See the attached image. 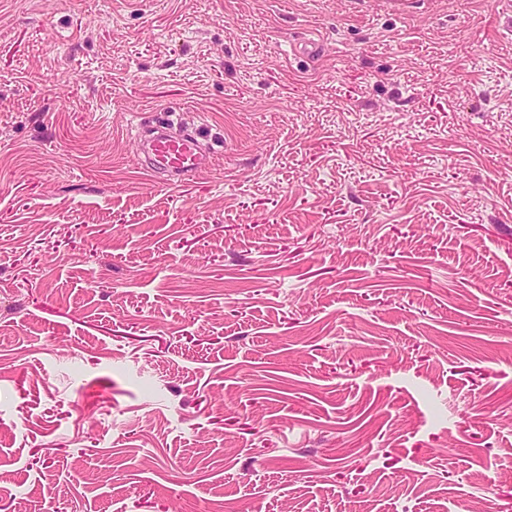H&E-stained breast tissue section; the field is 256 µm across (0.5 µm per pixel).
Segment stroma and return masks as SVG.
<instances>
[{
  "label": "stroma",
  "instance_id": "1",
  "mask_svg": "<svg viewBox=\"0 0 512 512\" xmlns=\"http://www.w3.org/2000/svg\"><path fill=\"white\" fill-rule=\"evenodd\" d=\"M507 9L0 0V512H512ZM198 143L192 136H173L159 133L149 145L145 160L147 171L162 175L177 184L189 182L198 173Z\"/></svg>",
  "mask_w": 512,
  "mask_h": 512
}]
</instances>
